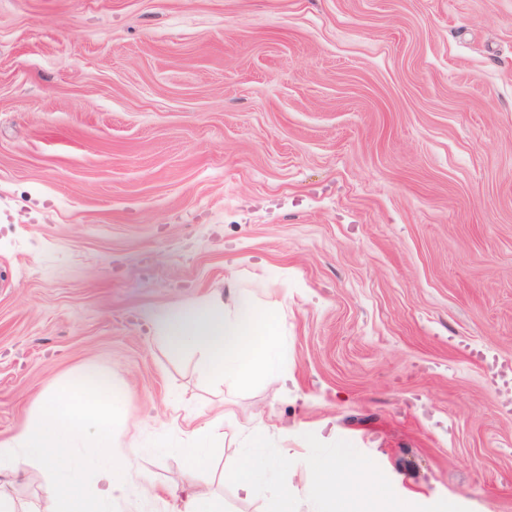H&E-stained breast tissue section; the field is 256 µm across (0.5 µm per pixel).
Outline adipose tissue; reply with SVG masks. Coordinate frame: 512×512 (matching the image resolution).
<instances>
[{
  "mask_svg": "<svg viewBox=\"0 0 512 512\" xmlns=\"http://www.w3.org/2000/svg\"><path fill=\"white\" fill-rule=\"evenodd\" d=\"M155 323L174 349L201 350L225 382L244 384L260 376L278 380L284 357L281 317L260 310L247 289H234L227 303L217 297L170 306ZM120 406L110 378L97 369L58 384L52 393L38 394L18 432L0 440V512H18L15 478L36 464L46 473L43 496L58 512H112L141 477L134 454L112 450ZM223 424V416L214 417L193 432L191 444L180 448L185 496L178 512H224L223 501L201 479L217 440L215 430ZM264 438L261 419H254L247 450L224 474L247 498L282 464L281 458L267 455ZM377 478L373 460L347 452L313 453L303 465L316 512H334L337 500L372 490Z\"/></svg>",
  "mask_w": 512,
  "mask_h": 512,
  "instance_id": "obj_1",
  "label": "adipose tissue"
}]
</instances>
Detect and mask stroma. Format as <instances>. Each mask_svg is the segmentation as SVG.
Wrapping results in <instances>:
<instances>
[{
  "mask_svg": "<svg viewBox=\"0 0 512 512\" xmlns=\"http://www.w3.org/2000/svg\"><path fill=\"white\" fill-rule=\"evenodd\" d=\"M251 288L282 379L232 386L154 326ZM512 0H0V439L88 367L123 397L129 503L174 512V449L263 416L301 468L379 463L371 512H512ZM168 452H159V445Z\"/></svg>",
  "mask_w": 512,
  "mask_h": 512,
  "instance_id": "35a3bbf8",
  "label": "stroma"
}]
</instances>
